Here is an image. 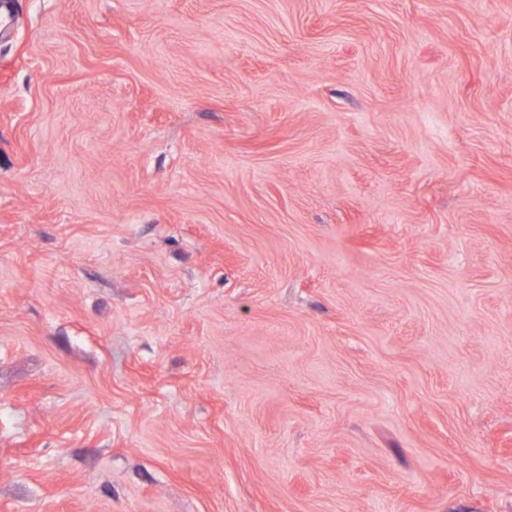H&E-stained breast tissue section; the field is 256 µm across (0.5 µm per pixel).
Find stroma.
<instances>
[{"label": "stroma", "instance_id": "35a3bbf8", "mask_svg": "<svg viewBox=\"0 0 512 512\" xmlns=\"http://www.w3.org/2000/svg\"><path fill=\"white\" fill-rule=\"evenodd\" d=\"M0 512H512V0H8Z\"/></svg>", "mask_w": 512, "mask_h": 512}]
</instances>
